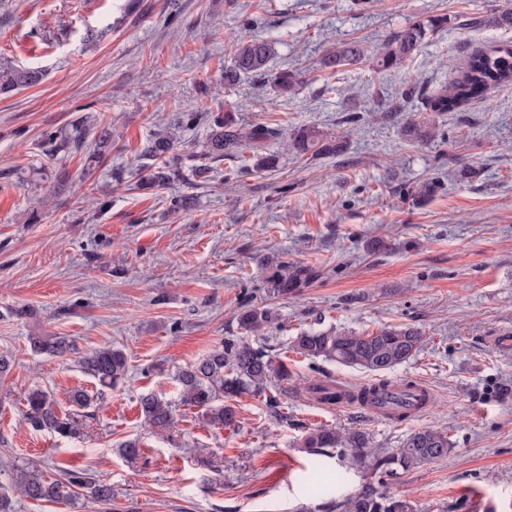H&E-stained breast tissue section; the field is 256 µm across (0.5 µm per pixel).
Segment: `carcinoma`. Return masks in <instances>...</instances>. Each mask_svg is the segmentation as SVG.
Listing matches in <instances>:
<instances>
[{"label": "carcinoma", "instance_id": "obj_1", "mask_svg": "<svg viewBox=\"0 0 512 512\" xmlns=\"http://www.w3.org/2000/svg\"><path fill=\"white\" fill-rule=\"evenodd\" d=\"M447 25L446 14L412 22L391 36L382 51L371 59L361 41L347 40L325 56L323 65L338 68L368 61L375 73H392L430 36ZM230 43L233 63L224 70V85L234 86L267 70L270 57L267 42L232 38ZM40 79L41 72L36 69L5 68L0 70V90L33 86ZM272 83L279 94L291 93L297 85L295 75L287 70L273 74ZM507 83H512V44L475 50L448 85L425 99L423 110L439 114L453 112L468 101L482 99L490 87ZM97 130L100 131L98 141L108 143L112 136L108 129L99 130L83 120L78 138L69 140L55 131H45L42 145L47 153L56 156L81 147L86 136ZM405 135L412 141L427 144L437 137L436 126L424 117L412 119L407 122ZM278 136L279 130L264 124L245 129L236 126L229 115L216 116L211 119L209 137L199 156L178 153L176 138L166 132L158 133L148 139L143 148L140 170L146 173L150 184L187 181L209 169L208 160L235 158L248 148L258 151L267 140ZM293 148L300 154L311 150L315 155L333 157L343 151V142L304 129L294 139ZM317 277L318 272L312 267L280 264L267 276V284L270 292L285 295L305 287ZM274 319L270 309L251 304L242 306L237 315L239 328L249 333L260 332ZM422 343L420 330L403 325L385 327L368 336L345 330L310 329L295 336L291 347L311 361L336 362L378 375L375 382L364 388L362 397L366 402L385 403L394 398V394L386 391L388 381L379 375L409 361ZM29 345L38 354L76 355L82 372L102 391L118 387L128 374L127 355L116 346L97 347L79 354L69 337L55 335L31 336ZM272 380H288L287 367L275 361L267 350L250 345L240 336L225 338L222 347L176 374L179 403L201 409L202 417L223 426L236 423V411L224 400L247 391L260 392ZM310 390L316 392L322 404L336 402V386L331 381L314 384ZM25 401V420L33 429L72 439L81 436L80 422L93 417L89 409L95 403V395L77 389L69 396V409L62 410L48 391L33 386L27 391ZM140 407L145 424L156 433L164 434L173 427L176 408L172 402L146 394L140 398ZM300 448L313 456H328L334 449L338 460L347 461L350 468L363 477L360 487L344 499L334 492L327 494L318 512H413L410 501L387 495L382 489L383 483L402 472L446 456L451 442L444 432L423 428L412 431L397 448H378L373 445L372 436L363 429L327 426L304 435ZM14 489L32 501H67L86 493L105 505L112 502V484L105 478L83 470L68 471L63 479L51 481L37 462L27 464L19 471Z\"/></svg>", "mask_w": 512, "mask_h": 512}]
</instances>
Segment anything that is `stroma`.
Listing matches in <instances>:
<instances>
[{"label": "stroma", "instance_id": "stroma-1", "mask_svg": "<svg viewBox=\"0 0 512 512\" xmlns=\"http://www.w3.org/2000/svg\"><path fill=\"white\" fill-rule=\"evenodd\" d=\"M512 0H0V68H38L41 82L0 94V352L15 363L0 380V485L28 462L46 475L89 470L112 484V502H34L12 493V512H296L325 489L353 492L357 473L298 443L322 425L357 427L399 447L435 427L448 455L387 481L415 512H512V84L435 115L441 136L422 145L403 134L420 113L412 87L435 92L474 50L512 42L497 25ZM447 14L396 73L367 65L326 68L337 43L361 39L376 54L408 23ZM271 46L270 72L296 74V93L267 81L228 88L224 38ZM232 113L237 125L281 131L254 166L252 151L208 173L142 188L138 157L153 132L174 133L180 152H202L208 123L178 127L183 112ZM112 128L95 148L52 158L41 135L73 136L79 118ZM312 128L344 141L337 157L299 155L285 140ZM472 168L476 175L460 178ZM66 184H59V172ZM434 183L419 194L422 183ZM190 206L172 211L170 200ZM315 267L319 277L286 295L268 291L267 263ZM272 307L277 327L247 335L293 373L235 399L237 423L212 425L179 405L176 369L241 334L244 300ZM26 309L23 317L15 309ZM378 332L408 324L422 350L388 371L423 382L432 405L402 422L312 400L327 379L353 388L364 370L310 361L291 339L313 324ZM71 337L79 350L122 348L123 385L105 391L87 433L62 440L24 421L35 385L60 408L96 386L70 358L38 356L29 337ZM176 402L170 435L146 428L139 399ZM137 440L140 454L119 446Z\"/></svg>", "mask_w": 512, "mask_h": 512}]
</instances>
